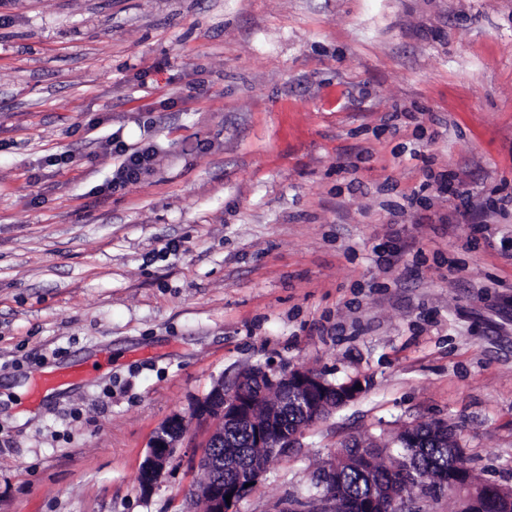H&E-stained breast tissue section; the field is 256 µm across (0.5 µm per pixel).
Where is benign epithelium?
Masks as SVG:
<instances>
[{
    "label": "benign epithelium",
    "instance_id": "benign-epithelium-1",
    "mask_svg": "<svg viewBox=\"0 0 512 512\" xmlns=\"http://www.w3.org/2000/svg\"><path fill=\"white\" fill-rule=\"evenodd\" d=\"M279 389L284 393V403L289 408L298 410L308 424H314L326 416V411H333L356 400L365 390L366 385L359 377H353L339 385L329 382L324 376L308 369L289 368L270 364L251 368L241 372L231 384L218 379L207 397L198 405L196 413L209 418V411L215 410L224 417V421L246 422L253 425V440L266 448H279L285 452L298 444L300 430H286L270 418L262 424L254 423V410L266 396L267 389ZM185 432L183 418L176 416L163 423L156 431L150 451L141 466L143 474L142 491L150 492L163 470L169 463L175 448ZM395 443L403 444L408 449L407 455L418 458L420 449L414 440L413 426L407 425L399 430ZM224 444V431L213 429L201 444L199 461L208 463L218 473L224 472V460L210 457L207 449ZM343 453L358 460L365 472L373 469V459L363 451V445L349 442L344 445ZM450 458L454 461L452 473L456 476L455 486L468 485L469 466L464 463L465 451L452 450ZM321 484L326 488V498L336 502L341 496L342 481L336 459L329 460L321 472ZM241 482L226 483L220 478L207 489L209 512H233L234 505L241 499ZM378 484L370 481L368 498L360 512H395L398 500L385 498L377 493ZM231 495V502L225 496Z\"/></svg>",
    "mask_w": 512,
    "mask_h": 512
}]
</instances>
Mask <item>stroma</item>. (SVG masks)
<instances>
[{
    "label": "stroma",
    "mask_w": 512,
    "mask_h": 512,
    "mask_svg": "<svg viewBox=\"0 0 512 512\" xmlns=\"http://www.w3.org/2000/svg\"><path fill=\"white\" fill-rule=\"evenodd\" d=\"M510 199L512 0H0V512H200L195 410L270 361L369 386L236 512L420 422L512 486ZM112 152L122 157V161L113 174L112 184L125 185L136 182L140 175L148 170L155 162L156 152L148 146L130 152L124 142L112 138ZM184 432L185 423L179 416L169 419L158 428L152 439L149 454L141 466L143 492L148 493L154 488Z\"/></svg>",
    "instance_id": "stroma-1"
}]
</instances>
